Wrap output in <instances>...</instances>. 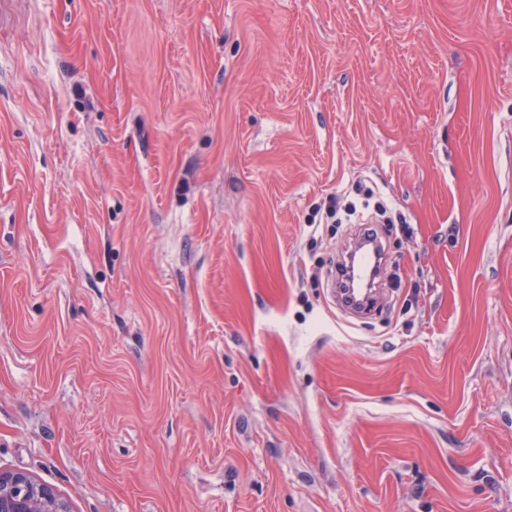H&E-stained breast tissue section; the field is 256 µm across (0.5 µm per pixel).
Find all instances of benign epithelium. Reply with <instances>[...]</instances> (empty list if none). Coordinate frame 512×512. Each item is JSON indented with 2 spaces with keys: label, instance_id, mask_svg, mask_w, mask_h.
Listing matches in <instances>:
<instances>
[{
  "label": "benign epithelium",
  "instance_id": "1",
  "mask_svg": "<svg viewBox=\"0 0 512 512\" xmlns=\"http://www.w3.org/2000/svg\"><path fill=\"white\" fill-rule=\"evenodd\" d=\"M0 512H69L56 492L24 472L0 471Z\"/></svg>",
  "mask_w": 512,
  "mask_h": 512
}]
</instances>
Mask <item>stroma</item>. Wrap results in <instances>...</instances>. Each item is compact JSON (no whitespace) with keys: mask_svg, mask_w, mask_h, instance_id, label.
<instances>
[{"mask_svg":"<svg viewBox=\"0 0 512 512\" xmlns=\"http://www.w3.org/2000/svg\"><path fill=\"white\" fill-rule=\"evenodd\" d=\"M0 470L512 512V0H0Z\"/></svg>","mask_w":512,"mask_h":512,"instance_id":"35a3bbf8","label":"stroma"}]
</instances>
